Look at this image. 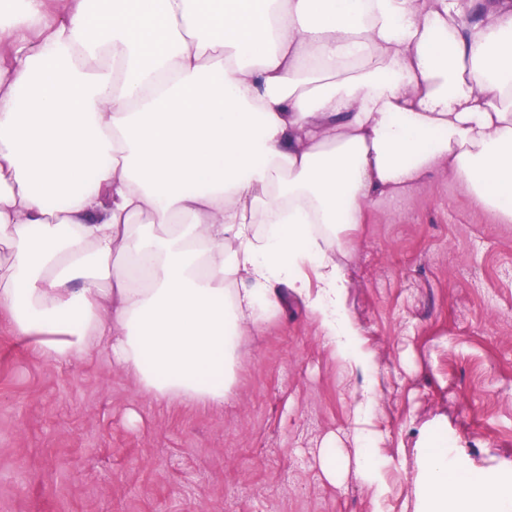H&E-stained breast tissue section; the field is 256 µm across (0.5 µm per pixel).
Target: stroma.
<instances>
[{"instance_id": "stroma-1", "label": "stroma", "mask_w": 512, "mask_h": 512, "mask_svg": "<svg viewBox=\"0 0 512 512\" xmlns=\"http://www.w3.org/2000/svg\"><path fill=\"white\" fill-rule=\"evenodd\" d=\"M343 240L368 364L291 298L242 338L220 408L150 400L105 353L48 363L0 331V512H414L431 442L512 473V223L440 173Z\"/></svg>"}]
</instances>
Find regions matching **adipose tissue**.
<instances>
[{
    "mask_svg": "<svg viewBox=\"0 0 512 512\" xmlns=\"http://www.w3.org/2000/svg\"><path fill=\"white\" fill-rule=\"evenodd\" d=\"M0 59V328L156 401L223 406L284 283L350 355L378 201L445 173L512 223V0H0ZM415 512L512 481L434 444Z\"/></svg>",
    "mask_w": 512,
    "mask_h": 512,
    "instance_id": "obj_1",
    "label": "adipose tissue"
}]
</instances>
